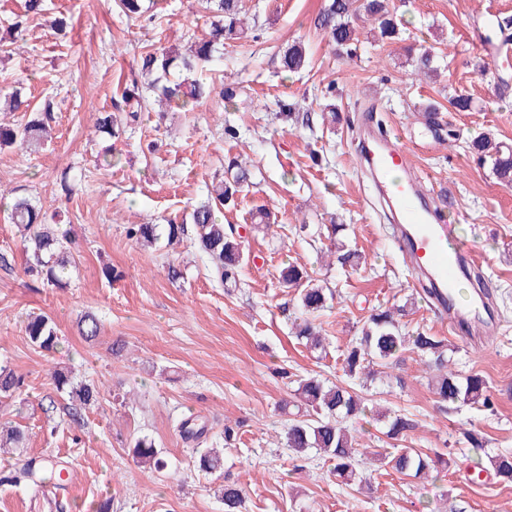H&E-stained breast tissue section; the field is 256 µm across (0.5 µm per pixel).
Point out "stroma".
Instances as JSON below:
<instances>
[{
    "mask_svg": "<svg viewBox=\"0 0 512 512\" xmlns=\"http://www.w3.org/2000/svg\"><path fill=\"white\" fill-rule=\"evenodd\" d=\"M322 4L248 0L251 36L225 41L211 72L216 82L239 87L234 103L215 97L192 112H142L118 141L121 156L109 168L97 163L105 141L93 128L95 115L112 111L139 78L142 52L182 50L205 33L199 0H158L151 23L127 19L114 0H45L43 14L27 24L22 49L0 51V95L20 80L33 106L48 99L55 112L52 139L37 153L0 149V196L37 201L70 228L80 258L68 287H32L17 229L0 220V249L13 256L11 270H0V365L25 379L21 394L0 397V423L26 432L14 455L0 454V512H94L105 499L110 512H224L220 491L228 479L243 490L241 512H430L422 481L364 462L368 484L340 486L323 453L310 452L303 470H293L284 440L288 416L280 405L295 380L317 374L343 380L344 345L373 310L402 303L407 331L447 338L453 369L482 375L497 409H440L423 364L409 351L391 369L390 385L369 383L363 397L415 422L408 447L452 451L437 482L441 512H512V482L489 468L469 474L463 457L470 430L486 437L490 454L512 453V188L465 148L483 132L512 145V91L495 92L501 80H512V64L498 62L486 77L478 71L492 60L480 33L489 20L512 16V0H408L400 40L366 47L357 60L337 56L314 28ZM59 17L65 30L51 26ZM298 40L308 62L300 72H282L280 58ZM412 43L436 47L439 77L413 75L405 51ZM461 93L475 109L447 110L450 96ZM283 102L315 113L329 102L339 119L302 129L281 116ZM429 103L445 106L459 146L437 140L418 122L419 106ZM373 114L383 116L387 133L401 134L425 190L490 281L500 320L493 338L474 342L463 330H449L417 295L362 163L363 125ZM228 126L238 129V139L225 137ZM238 154L250 159L253 184L223 216L245 241L239 287L211 276L192 238L150 249L129 239L128 225L188 215L206 200L212 181L223 178L227 158ZM65 171L72 177L67 197L59 190ZM259 205L277 221L256 232L250 215ZM336 224L347 225V243L363 255L358 268L323 256ZM288 262L337 293L317 319L328 339L325 354L310 352L294 335L297 293L278 282ZM173 266L179 277L170 276ZM33 312L56 323L57 350L30 345L24 323ZM87 312L101 322L90 342L77 331ZM56 368L101 389L100 404L86 409L82 424L71 421L66 395L55 390ZM50 403L56 410L48 417L43 409ZM189 417L206 429L200 440L179 430ZM144 435L164 455L166 469L133 460V442ZM212 447L223 451L224 469L209 474L197 459ZM30 460L65 467L68 490L10 482Z\"/></svg>",
    "mask_w": 512,
    "mask_h": 512,
    "instance_id": "35a3bbf8",
    "label": "stroma"
}]
</instances>
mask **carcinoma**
Wrapping results in <instances>:
<instances>
[{
  "instance_id": "cac0c4a2",
  "label": "carcinoma",
  "mask_w": 512,
  "mask_h": 512,
  "mask_svg": "<svg viewBox=\"0 0 512 512\" xmlns=\"http://www.w3.org/2000/svg\"><path fill=\"white\" fill-rule=\"evenodd\" d=\"M118 8L129 18H140L151 11L147 0H116ZM24 12L8 23V28L18 34L25 31L26 18L44 11V0H24ZM209 33L200 41L192 43L185 52L165 47L153 48L141 56V71L153 76L146 90L160 100L175 105L182 112L194 110L203 100L213 95L232 102L236 91L231 87L217 88L199 78L194 72L211 68L215 53L224 46V40L240 38L249 30L242 0H205ZM371 23V31L381 40L394 41L399 38L398 7L395 0H325L314 19V27L329 35L340 56L357 54L355 23L359 19ZM285 72L297 73L305 67L307 50L302 42L290 45L281 59ZM419 74L438 69L437 51L422 46L412 57ZM123 102L128 107L125 120L117 121L110 112H100L95 117V131L107 135L117 142L126 133L128 124L140 119V112L148 107L147 98L138 86L124 91ZM12 112H26L29 100L16 88L5 96ZM422 124L438 135L447 131L448 123L441 116V108L430 104L420 112ZM53 122L50 104L24 124L0 123V146H16L23 151L36 152L47 138L48 128ZM468 152L487 163L496 179L512 186V147L495 142L483 135L466 145ZM251 183L247 161L237 157L228 160L223 179L211 184L206 202L195 206L189 215L194 240L207 254L211 273L222 284H237L238 272L244 259V246L240 234L232 228L225 229L220 222L222 207L235 203L245 186ZM6 220L13 224L20 236L26 256L25 275L34 282L47 287L64 288L69 283L71 269L77 267L72 241L58 224H48L31 199L15 196L3 204ZM157 224H132L127 235L140 243H152L158 239ZM187 225L169 220L166 224L168 244L174 246L187 236ZM341 266L355 267L362 255L338 242L328 250ZM279 281L285 288L297 290L298 306L303 318L296 324V338L314 353L326 351V338L317 330L311 316L324 310L333 298L330 289L313 283L306 269L290 264L279 271ZM406 316V306L378 309L363 323L359 334L353 337L342 351L344 374L352 380L375 375L374 366L391 368L399 365L404 351L415 353L426 370L432 373V390L436 402L442 405L457 403L478 405L493 410L495 397L488 390L484 379L470 375L460 380L458 374L448 366V343L446 339L424 331L410 333L405 330L401 318ZM25 336L31 345L54 351L59 344L56 326L52 318L44 313L28 315L24 326ZM79 332L87 340L95 339L100 332V321L87 313L79 323ZM56 390L68 396V415L73 421L81 419L83 411L99 401L98 386L75 381L69 372L57 369L51 373ZM293 399L297 408L296 417L284 430L287 448L292 459L302 460L310 450L324 453L333 467L330 473L345 486L360 485L365 478L357 469L356 449L360 446L354 423L366 415L367 405L352 385L330 382L316 375L296 380ZM24 378L11 369H0V395L10 396L22 391ZM414 428L412 420L402 414L388 418L385 435L404 441L407 432ZM381 467L404 476L427 480L448 466L444 454L436 451L424 454L412 448H396L376 453ZM133 457L140 464L155 469L167 467L166 460L147 437L135 440ZM496 474L512 481V454L488 457ZM224 512H239L242 506V490L234 483L224 484Z\"/></svg>"
}]
</instances>
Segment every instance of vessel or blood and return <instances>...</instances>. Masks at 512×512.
Returning a JSON list of instances; mask_svg holds the SVG:
<instances>
[{
    "instance_id": "obj_1",
    "label": "vessel or blood",
    "mask_w": 512,
    "mask_h": 512,
    "mask_svg": "<svg viewBox=\"0 0 512 512\" xmlns=\"http://www.w3.org/2000/svg\"><path fill=\"white\" fill-rule=\"evenodd\" d=\"M364 159L372 176L379 179V192L394 215L397 239L409 264L427 278L438 311L449 328H457L465 321L472 333L495 335L496 321L465 317L454 301L455 285L468 268L471 253L458 244L453 225L438 222L431 200L419 188L418 177L399 182L386 177L393 170H409L405 146L399 140L375 136L366 147Z\"/></svg>"
}]
</instances>
